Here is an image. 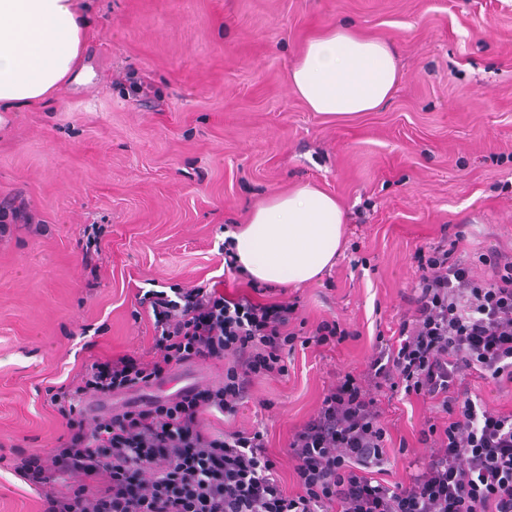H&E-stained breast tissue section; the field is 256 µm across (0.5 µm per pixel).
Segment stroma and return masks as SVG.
Listing matches in <instances>:
<instances>
[{
  "label": "stroma",
  "mask_w": 512,
  "mask_h": 512,
  "mask_svg": "<svg viewBox=\"0 0 512 512\" xmlns=\"http://www.w3.org/2000/svg\"><path fill=\"white\" fill-rule=\"evenodd\" d=\"M91 74L0 125V512H38L13 475L17 451L55 447L65 427L46 391L92 359L148 350L137 289L220 283L224 228L256 203L314 183L347 214L345 244L321 278L269 289L298 299L306 327L336 319L359 338L332 352L295 346L288 373L256 379L218 428L260 429L286 490L289 429L335 377L364 370L391 336L416 277L417 248L464 231L472 251L512 249V0H81ZM348 24L393 42L402 72L377 111H310L288 75L318 30ZM113 399L211 382L203 365ZM384 480L427 455L433 412L395 396Z\"/></svg>",
  "instance_id": "obj_1"
}]
</instances>
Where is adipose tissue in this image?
I'll list each match as a JSON object with an SVG mask.
<instances>
[{"label": "adipose tissue", "mask_w": 512, "mask_h": 512, "mask_svg": "<svg viewBox=\"0 0 512 512\" xmlns=\"http://www.w3.org/2000/svg\"><path fill=\"white\" fill-rule=\"evenodd\" d=\"M87 37L78 0H0V112L37 105L85 79ZM399 80L392 44L346 25L310 37L288 76L311 111L335 118L377 110ZM345 222L335 196L305 183L257 205L229 236L249 279L297 287L333 264Z\"/></svg>", "instance_id": "obj_1"}]
</instances>
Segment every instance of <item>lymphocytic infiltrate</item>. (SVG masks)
<instances>
[{"instance_id":"lymphocytic-infiltrate-1","label":"lymphocytic infiltrate","mask_w":512,"mask_h":512,"mask_svg":"<svg viewBox=\"0 0 512 512\" xmlns=\"http://www.w3.org/2000/svg\"><path fill=\"white\" fill-rule=\"evenodd\" d=\"M416 259L419 276L392 336L291 428L293 493L277 479L262 431H216L205 418L234 415L255 379L284 376L286 348L331 351L357 334L335 319L304 334L298 300L263 303L215 287L138 291L153 324L148 351L94 359L56 387L50 403L65 431L47 452L18 454L14 473L36 492L39 512H512V412L488 409L470 390L474 378L512 384V252L474 258L441 243ZM478 263L486 278L474 275ZM220 360L218 383L84 412L88 397ZM387 393L441 413L419 433L428 455L393 484L375 476L391 438Z\"/></svg>"}]
</instances>
